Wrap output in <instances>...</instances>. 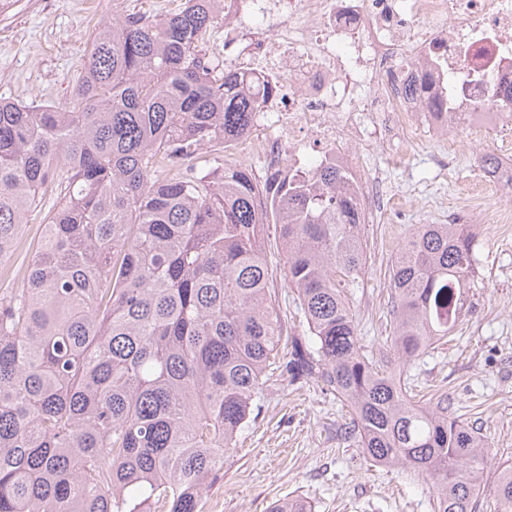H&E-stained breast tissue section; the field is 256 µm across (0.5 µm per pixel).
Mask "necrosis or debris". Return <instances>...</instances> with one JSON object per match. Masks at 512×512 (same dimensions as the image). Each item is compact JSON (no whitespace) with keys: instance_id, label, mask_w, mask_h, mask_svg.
I'll return each instance as SVG.
<instances>
[{"instance_id":"4bbe7bcc","label":"necrosis or debris","mask_w":512,"mask_h":512,"mask_svg":"<svg viewBox=\"0 0 512 512\" xmlns=\"http://www.w3.org/2000/svg\"><path fill=\"white\" fill-rule=\"evenodd\" d=\"M224 59L268 86L226 162L258 160L259 185L345 170L365 223L400 216L363 158L383 136L427 125L437 165L479 156V137L512 127V0H220Z\"/></svg>"}]
</instances>
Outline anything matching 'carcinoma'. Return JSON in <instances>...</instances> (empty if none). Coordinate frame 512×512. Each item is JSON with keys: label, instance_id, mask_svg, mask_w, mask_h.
<instances>
[{"label": "carcinoma", "instance_id": "cac0c4a2", "mask_svg": "<svg viewBox=\"0 0 512 512\" xmlns=\"http://www.w3.org/2000/svg\"><path fill=\"white\" fill-rule=\"evenodd\" d=\"M211 0L98 24L63 109L0 100V279L46 197L20 288L0 290V512H202L267 369L319 375L366 454L437 487L434 512H475L487 445L443 400L415 404L359 344L345 288L366 264L339 167L265 192L221 157L261 102L211 58ZM186 171L165 174L172 161ZM278 228L310 340L280 348L263 246ZM476 261L459 224H420L389 268L390 349L410 360L454 330ZM512 512V467L494 486ZM269 512H311L304 500Z\"/></svg>", "mask_w": 512, "mask_h": 512}]
</instances>
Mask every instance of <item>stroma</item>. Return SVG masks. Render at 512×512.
I'll return each instance as SVG.
<instances>
[{
	"mask_svg": "<svg viewBox=\"0 0 512 512\" xmlns=\"http://www.w3.org/2000/svg\"><path fill=\"white\" fill-rule=\"evenodd\" d=\"M181 0H52L49 10L15 0L0 13V98L58 107L68 102L82 73L96 20L114 13L157 16ZM413 149L393 141L371 154L367 169L406 207L401 224L362 227L368 262L350 288L357 336L365 350H387L392 304L387 269L411 229L447 223L463 205L512 210V191L492 190L474 176L470 161L450 162L439 175L441 144L417 134ZM400 164H391L394 153ZM476 265L465 311L450 341L390 370L412 389L414 400L445 398L449 414L479 432L488 445L484 469L493 483L498 468L512 466V223L472 224ZM271 288L281 329L304 336L308 328L284 273L275 229L265 234ZM349 409L322 379L273 376L258 393L252 420L224 456V477L204 493V512H267L275 500L301 498L314 512H433L431 481L412 469L384 467L365 454L350 432Z\"/></svg>",
	"mask_w": 512,
	"mask_h": 512,
	"instance_id": "obj_1",
	"label": "stroma"
}]
</instances>
